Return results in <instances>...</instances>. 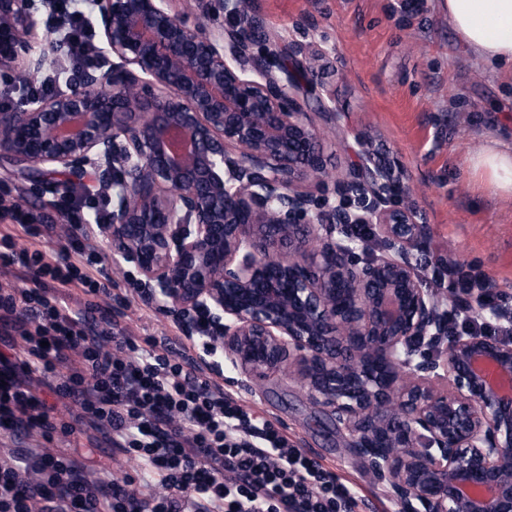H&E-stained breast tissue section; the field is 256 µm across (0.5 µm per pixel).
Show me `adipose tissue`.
Masks as SVG:
<instances>
[{"label":"adipose tissue","mask_w":512,"mask_h":512,"mask_svg":"<svg viewBox=\"0 0 512 512\" xmlns=\"http://www.w3.org/2000/svg\"><path fill=\"white\" fill-rule=\"evenodd\" d=\"M448 25L475 62L512 68V0H445ZM472 171L504 199H512V143L494 135L473 144Z\"/></svg>","instance_id":"obj_1"}]
</instances>
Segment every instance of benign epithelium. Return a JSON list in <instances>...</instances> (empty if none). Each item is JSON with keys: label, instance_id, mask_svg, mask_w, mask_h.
<instances>
[{"label": "benign epithelium", "instance_id": "obj_1", "mask_svg": "<svg viewBox=\"0 0 512 512\" xmlns=\"http://www.w3.org/2000/svg\"><path fill=\"white\" fill-rule=\"evenodd\" d=\"M175 0H97L98 62L66 93L0 110V159L35 179L112 168L102 234L166 308L205 307L212 343L249 379L288 371L336 424L398 512H512V342L452 329L496 307L424 285L423 225L392 168L361 147L338 203L322 136L293 91L304 48L270 37L248 0L209 28ZM263 42L256 54L253 46ZM53 48L31 0H0V76ZM32 222L64 224L45 202ZM368 224L384 254L344 233Z\"/></svg>", "mask_w": 512, "mask_h": 512}]
</instances>
